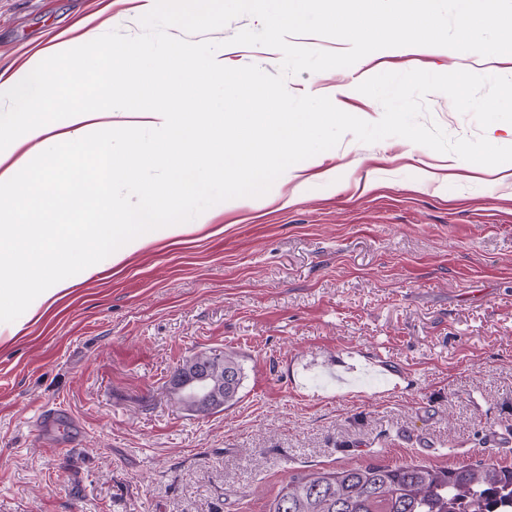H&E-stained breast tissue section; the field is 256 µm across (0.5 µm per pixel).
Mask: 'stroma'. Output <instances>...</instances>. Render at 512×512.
Instances as JSON below:
<instances>
[{"instance_id":"stroma-1","label":"stroma","mask_w":512,"mask_h":512,"mask_svg":"<svg viewBox=\"0 0 512 512\" xmlns=\"http://www.w3.org/2000/svg\"><path fill=\"white\" fill-rule=\"evenodd\" d=\"M141 0H0V74L56 34L84 55L82 22L141 32ZM241 16L210 33L224 64L279 70L282 55L230 44ZM454 50L374 52L349 68L288 77L369 122L383 108L359 83L381 72L457 70ZM421 123L473 138L472 116L428 96ZM292 176L243 182L226 205L97 271L47 315L0 336V512H265L304 469L490 460L512 466V162L480 171L400 137L344 135ZM294 204H287V197ZM232 350L239 401L181 410L182 359ZM64 410L60 432L39 424Z\"/></svg>"}]
</instances>
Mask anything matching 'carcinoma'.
<instances>
[{"label": "carcinoma", "instance_id": "1", "mask_svg": "<svg viewBox=\"0 0 512 512\" xmlns=\"http://www.w3.org/2000/svg\"><path fill=\"white\" fill-rule=\"evenodd\" d=\"M179 366L224 377V407L238 401L243 367L237 353L212 349ZM266 512H512V468L485 461L457 468L370 463L310 470L291 475Z\"/></svg>", "mask_w": 512, "mask_h": 512}]
</instances>
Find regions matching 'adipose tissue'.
<instances>
[{"label":"adipose tissue","mask_w":512,"mask_h":512,"mask_svg":"<svg viewBox=\"0 0 512 512\" xmlns=\"http://www.w3.org/2000/svg\"><path fill=\"white\" fill-rule=\"evenodd\" d=\"M83 41L84 60L65 73L48 67L49 61L65 56L60 43L16 73L0 75V197H8L11 206L0 219V269L13 273L0 289V306L13 309L23 324L42 317L93 272V260L102 250H110L118 263L146 245L145 227H163L171 238L183 234L184 225L172 223L171 217L209 192L213 174H222L228 195L236 192L241 172H251L257 180L270 173L288 174L289 157L312 150L321 123L341 118L327 102L317 112H286L268 105L257 110V103L267 98L265 91L246 73L225 69L220 44L201 62L170 47L150 68L145 60L151 51L144 46L115 45L101 39L95 28L84 33ZM88 78L101 105L97 112L63 91ZM218 89L226 93L227 111L212 105ZM56 106L67 113L61 132L51 120ZM139 107L160 139L147 144L129 135L114 142L111 114ZM229 112L236 134L228 142L224 119ZM63 142L87 159L93 183L61 174L58 147ZM26 145L44 160V179L36 187L22 161L13 158ZM155 163L166 167V183H142L141 169ZM116 182L132 188V203L113 202ZM93 193L101 198V216L79 229L73 220ZM34 202L40 217L32 221L26 212Z\"/></svg>","instance_id":"ef3b65f1"}]
</instances>
